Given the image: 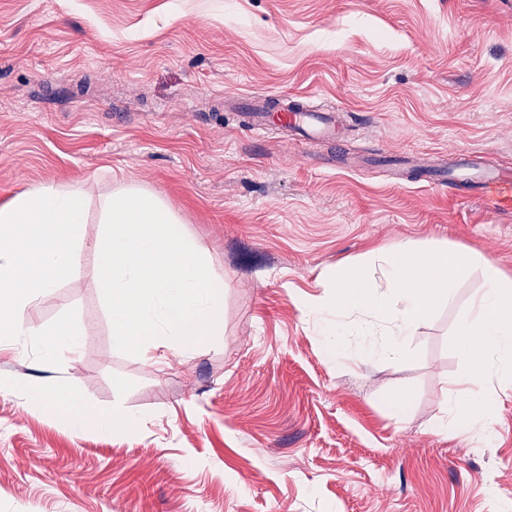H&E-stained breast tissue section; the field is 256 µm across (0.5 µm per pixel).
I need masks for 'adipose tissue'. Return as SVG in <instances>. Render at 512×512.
<instances>
[{"mask_svg":"<svg viewBox=\"0 0 512 512\" xmlns=\"http://www.w3.org/2000/svg\"><path fill=\"white\" fill-rule=\"evenodd\" d=\"M17 394L25 395L33 405L47 407L52 419L75 431L94 430L108 434L118 428L131 430L139 424L137 416L117 407L110 410L99 408L82 400L63 383L43 389L31 386L21 378L0 379V397Z\"/></svg>","mask_w":512,"mask_h":512,"instance_id":"ef3b65f1","label":"adipose tissue"}]
</instances>
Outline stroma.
<instances>
[{"label":"stroma","instance_id":"1","mask_svg":"<svg viewBox=\"0 0 512 512\" xmlns=\"http://www.w3.org/2000/svg\"><path fill=\"white\" fill-rule=\"evenodd\" d=\"M345 107L332 144L243 128L224 99ZM478 151L512 171V0H0V205L35 184L99 199L159 193L224 279L213 342L120 351L95 259L39 297L75 310L61 366L0 354V377L71 384L140 418L67 429L0 397V512H499L512 499V380L492 443L434 424L457 393L450 346L479 270L410 340L414 360H335L299 296L406 241L494 259L512 277V208L394 182L380 155ZM345 154L343 166L323 160Z\"/></svg>","mask_w":512,"mask_h":512}]
</instances>
